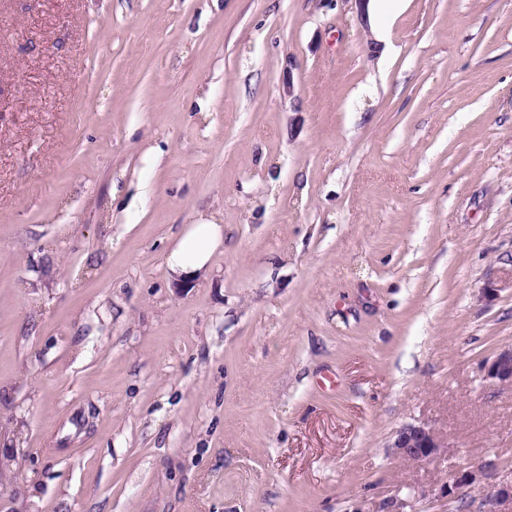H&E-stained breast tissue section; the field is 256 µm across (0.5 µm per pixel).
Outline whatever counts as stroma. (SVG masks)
I'll return each instance as SVG.
<instances>
[{
    "label": "stroma",
    "instance_id": "obj_1",
    "mask_svg": "<svg viewBox=\"0 0 512 512\" xmlns=\"http://www.w3.org/2000/svg\"><path fill=\"white\" fill-rule=\"evenodd\" d=\"M510 344L512 0H0V512H480ZM224 242V226L212 218L200 216L188 224L169 249L165 264L168 271L181 277L193 276L208 269L217 248ZM487 377L512 384V346L504 347L494 356L487 367ZM390 447L402 458L420 461L435 456L446 445L429 428L409 425L396 432Z\"/></svg>",
    "mask_w": 512,
    "mask_h": 512
}]
</instances>
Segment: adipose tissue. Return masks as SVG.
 <instances>
[{
  "mask_svg": "<svg viewBox=\"0 0 512 512\" xmlns=\"http://www.w3.org/2000/svg\"><path fill=\"white\" fill-rule=\"evenodd\" d=\"M224 241V227L212 218L199 217L189 224L169 249L165 264L177 276L189 277L207 270L211 259Z\"/></svg>",
  "mask_w": 512,
  "mask_h": 512,
  "instance_id": "ef3b65f1",
  "label": "adipose tissue"
}]
</instances>
